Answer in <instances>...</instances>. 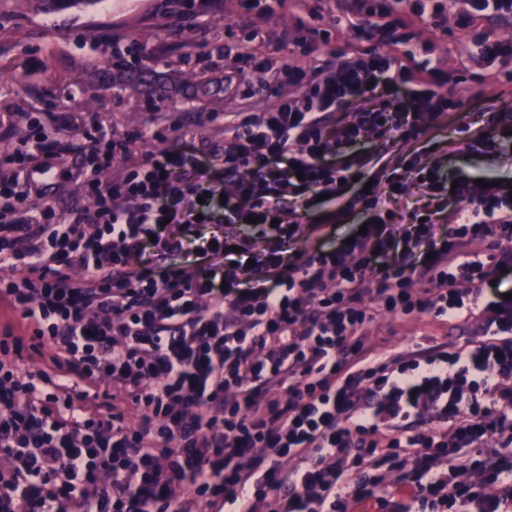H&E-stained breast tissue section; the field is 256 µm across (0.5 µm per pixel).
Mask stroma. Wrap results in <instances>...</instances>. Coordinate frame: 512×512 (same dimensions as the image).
I'll use <instances>...</instances> for the list:
<instances>
[{
	"instance_id": "1",
	"label": "stroma",
	"mask_w": 512,
	"mask_h": 512,
	"mask_svg": "<svg viewBox=\"0 0 512 512\" xmlns=\"http://www.w3.org/2000/svg\"><path fill=\"white\" fill-rule=\"evenodd\" d=\"M184 2L99 0L86 11L43 13L33 0H0V114L14 113L25 125L40 123L49 135L74 143L77 131L60 129L56 113L72 118L99 113L122 137L146 121L148 106L162 108L177 100L198 141H218L234 96L248 93L251 110L260 111L270 103L268 86L287 66L312 69L369 48L337 25L340 0H285L271 10L245 7L242 0H196L191 14ZM464 41L451 12L444 29L420 25L409 43L384 44L380 50L412 68L432 57L452 70L447 90L466 103L465 111H449L442 132L422 136L415 149L427 152L429 162L452 177L512 180V147L497 155L427 150L429 142L453 135L473 114L512 109V91L504 89L496 71L466 62ZM242 54L248 64H240ZM92 56L100 61L93 69L88 66ZM238 67L244 73L237 84L225 86V72ZM361 220L354 213L319 233L303 228L295 248L338 247ZM476 335V323L443 324L429 317H386L368 330L371 343L384 349L410 348L428 338L455 345Z\"/></svg>"
}]
</instances>
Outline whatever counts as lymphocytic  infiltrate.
I'll use <instances>...</instances> for the list:
<instances>
[{
  "instance_id": "lymphocytic-infiltrate-1",
  "label": "lymphocytic infiltrate",
  "mask_w": 512,
  "mask_h": 512,
  "mask_svg": "<svg viewBox=\"0 0 512 512\" xmlns=\"http://www.w3.org/2000/svg\"><path fill=\"white\" fill-rule=\"evenodd\" d=\"M448 9L473 62L512 59V40L484 27L512 17V0H345L342 19L354 39L385 44L417 22L440 28ZM448 80L427 60L360 52L316 74L290 67L268 108L231 113L208 146L227 223L275 221L290 240L317 197L333 203L334 223L350 212L346 196L365 212L351 243L277 260V281L246 288L225 242L203 247L204 262H172L199 213L181 103L131 137L87 115L74 146L12 127L30 148L0 157L12 172L0 182V302L31 334L0 330V512H256L269 492L278 512L383 510L374 473L405 455L402 512H512V299L482 289L506 261L496 248L512 239V182L453 183L409 148L453 109ZM366 95L368 108L347 111ZM482 118L481 132L437 149L499 152L512 112ZM371 133L408 150L374 168L357 151ZM169 137L183 146L168 155L130 148ZM72 151L84 195L59 219L29 198ZM408 179L455 204L447 234L427 208L402 206ZM360 181L373 190L356 191ZM404 222L400 239L392 227ZM476 239L486 260L468 257ZM386 313L473 320L480 334L382 351L365 330ZM27 347L56 375L19 370ZM80 383L100 391L104 411L84 403ZM468 470L489 473L494 491L459 482Z\"/></svg>"
}]
</instances>
